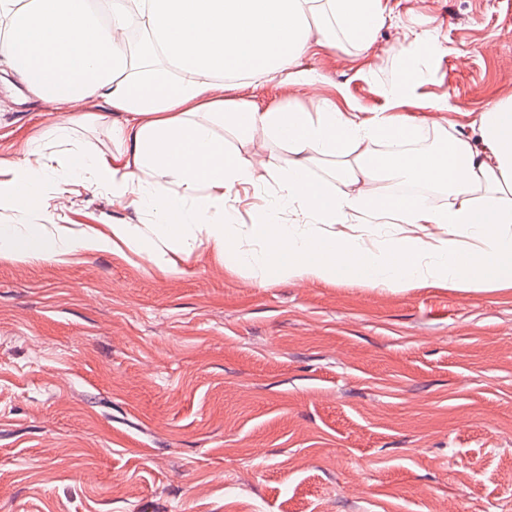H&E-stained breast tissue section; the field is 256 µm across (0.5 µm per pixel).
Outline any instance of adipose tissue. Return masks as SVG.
I'll use <instances>...</instances> for the list:
<instances>
[{
	"label": "adipose tissue",
	"instance_id": "obj_1",
	"mask_svg": "<svg viewBox=\"0 0 512 512\" xmlns=\"http://www.w3.org/2000/svg\"><path fill=\"white\" fill-rule=\"evenodd\" d=\"M388 14L384 0H0V86L58 112L83 107V119L107 124L111 154L76 146L71 122L32 138L26 154L0 160V194L15 211L40 208V224L0 230V255L36 252L63 261L122 246L164 276L179 274L167 249L206 245L258 283L295 278H352L372 287L494 288L512 282V96L486 102L478 138L452 136L447 147L418 142L441 130L444 97L421 99L423 60L444 55L437 37L410 30L394 52L407 66L382 87L384 105L318 98L315 111L284 101L261 105L236 97L240 79L258 77L312 88L301 70L314 49L367 53ZM143 27L154 48L132 58L126 33ZM238 146L228 149L226 136ZM263 136L269 152L248 147ZM287 157H280V149ZM334 162L328 177L314 165ZM110 191L154 217L152 237L132 224L110 234L73 231L41 193L79 180ZM378 180L421 182L445 193L433 208L368 189ZM270 186L244 244L235 203L241 189ZM404 224L385 246L345 232L348 224ZM461 227L466 241L423 237L427 226Z\"/></svg>",
	"mask_w": 512,
	"mask_h": 512
}]
</instances>
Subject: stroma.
Returning a JSON list of instances; mask_svg holds the SVG:
<instances>
[{"label": "stroma", "instance_id": "stroma-1", "mask_svg": "<svg viewBox=\"0 0 512 512\" xmlns=\"http://www.w3.org/2000/svg\"><path fill=\"white\" fill-rule=\"evenodd\" d=\"M366 58L302 62L373 111L428 29L419 92L471 132L512 95V0H389ZM241 97L311 107L258 78ZM0 93V158L63 120ZM61 214L151 234L85 183ZM176 277L130 252L0 259V512H512V288L264 285L200 245Z\"/></svg>", "mask_w": 512, "mask_h": 512}]
</instances>
